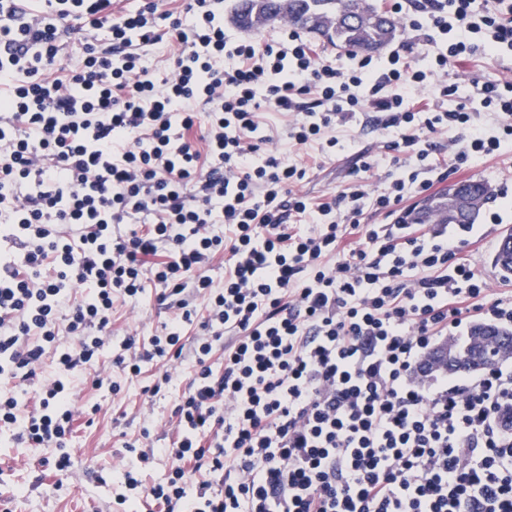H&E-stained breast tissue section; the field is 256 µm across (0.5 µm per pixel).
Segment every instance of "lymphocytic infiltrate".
<instances>
[{"instance_id":"1","label":"lymphocytic infiltrate","mask_w":512,"mask_h":512,"mask_svg":"<svg viewBox=\"0 0 512 512\" xmlns=\"http://www.w3.org/2000/svg\"><path fill=\"white\" fill-rule=\"evenodd\" d=\"M222 2L190 0L185 23L156 0H44L36 12L0 0V240L25 250L0 264V381L55 368L35 400L0 398V429L56 448L53 469L68 471L72 378L110 344L115 297L151 282L177 316L147 350L126 336L117 363L135 376L188 356L197 370L173 411L167 476L144 484L151 455L138 453L119 504L134 490L159 512H512V362L473 372L434 358L477 322L512 328V296H491L457 261L472 225L428 232L394 215L445 163L477 164L512 140V74L472 78L476 107L448 105L449 62L512 52V0H394L402 38L346 70L292 27L262 48L227 40ZM170 31L171 72L148 69L143 48ZM417 39L431 50L415 63ZM264 112L291 114L288 140L327 155L335 128L398 130V174L377 195L359 184L311 202L293 190L305 169L256 161L271 140ZM451 129L458 139L440 143ZM312 212L316 228L297 231ZM348 235L359 244L340 253ZM201 295L187 346L181 326Z\"/></svg>"}]
</instances>
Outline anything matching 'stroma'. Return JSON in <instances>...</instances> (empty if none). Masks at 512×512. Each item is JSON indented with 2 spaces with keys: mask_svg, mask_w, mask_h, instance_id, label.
Returning <instances> with one entry per match:
<instances>
[{
  "mask_svg": "<svg viewBox=\"0 0 512 512\" xmlns=\"http://www.w3.org/2000/svg\"><path fill=\"white\" fill-rule=\"evenodd\" d=\"M510 68L512 55L491 59L478 54L452 63L448 71L456 78L459 95L464 98L471 93L470 74L497 77ZM261 120L272 136L271 142L263 146V154L275 153L292 163L305 161L306 148L289 142L284 133L287 116L266 112ZM340 139L343 150L309 166L300 190L308 197L319 198L350 191L360 183L370 192H384L395 172L386 136L367 124L341 133ZM364 148L371 152L374 167L358 177L351 172L352 156ZM477 178L491 189L492 197L476 218L479 239L468 241L461 255L476 275L487 281L494 295H512V276H503L492 263L503 231L512 228V209L504 208L499 196L503 190L512 196V142L503 143L496 156L482 163L449 170L446 180L435 183L434 189L439 192L449 184ZM493 212L499 213L498 222L490 221ZM173 316V310L160 305L150 291L140 299L114 305L116 328L136 334L142 343L161 333ZM114 358L113 348H106L101 369L104 376L120 384L119 393H111L105 387L93 388L82 375L74 381L79 405H94L98 411L80 417L78 428L67 443L72 460L70 473L43 468L42 459L52 457L53 449L15 441L11 432L0 431V512H125L115 495L122 490V474L132 458L127 446L144 434L155 448L144 477L150 484L165 478L171 466L166 449L174 437L171 414L196 366L188 358L172 362L166 368L172 374L170 384L152 398L148 391L166 369L146 363L141 374L131 378Z\"/></svg>",
  "mask_w": 512,
  "mask_h": 512,
  "instance_id": "35a3bbf8",
  "label": "stroma"
}]
</instances>
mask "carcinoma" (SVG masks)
<instances>
[{
	"label": "carcinoma",
	"mask_w": 512,
	"mask_h": 512,
	"mask_svg": "<svg viewBox=\"0 0 512 512\" xmlns=\"http://www.w3.org/2000/svg\"><path fill=\"white\" fill-rule=\"evenodd\" d=\"M373 13L377 8L367 0H237L233 10L235 23L247 32L256 31L280 18L292 25L316 30L329 42L352 52H371L393 41L401 28L399 22L387 16L375 23L363 16V7ZM454 201L444 190L418 203L406 218L409 224H472L479 210L452 211ZM512 337V329L475 324L468 342L461 346L448 345L451 368L491 367L512 356V345L501 337Z\"/></svg>",
	"instance_id": "cac0c4a2"
}]
</instances>
